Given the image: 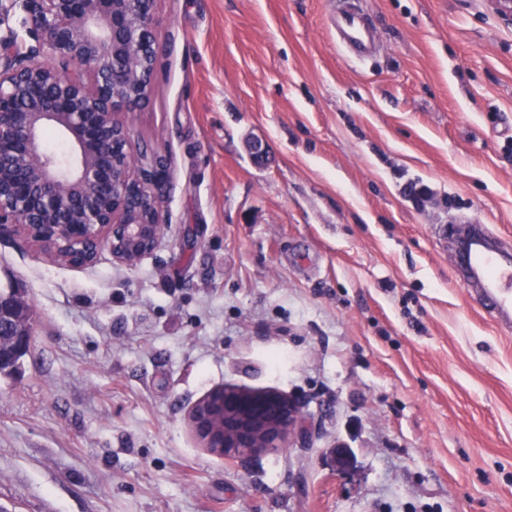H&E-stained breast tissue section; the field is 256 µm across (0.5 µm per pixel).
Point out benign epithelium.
<instances>
[{
  "label": "benign epithelium",
  "mask_w": 512,
  "mask_h": 512,
  "mask_svg": "<svg viewBox=\"0 0 512 512\" xmlns=\"http://www.w3.org/2000/svg\"><path fill=\"white\" fill-rule=\"evenodd\" d=\"M157 26L154 0H0V238L19 233L74 268L103 249L132 267L157 248L170 169L125 119L152 97ZM19 304L0 293V350L30 345ZM304 422L297 397L230 386L188 414L203 447L232 461L285 447Z\"/></svg>",
  "instance_id": "1"
}]
</instances>
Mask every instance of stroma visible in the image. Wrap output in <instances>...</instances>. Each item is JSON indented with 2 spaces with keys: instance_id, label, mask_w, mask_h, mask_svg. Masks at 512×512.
I'll return each instance as SVG.
<instances>
[{
  "instance_id": "obj_1",
  "label": "stroma",
  "mask_w": 512,
  "mask_h": 512,
  "mask_svg": "<svg viewBox=\"0 0 512 512\" xmlns=\"http://www.w3.org/2000/svg\"><path fill=\"white\" fill-rule=\"evenodd\" d=\"M357 2L362 62L336 0H157L127 120L170 162L159 247L73 268L0 241L33 315L0 375V512H512V328L453 258L460 215L512 239V21ZM225 384L305 401V438L207 452L187 415ZM333 23L341 44L356 57L363 58L375 48L373 33L359 10L340 9Z\"/></svg>"
}]
</instances>
